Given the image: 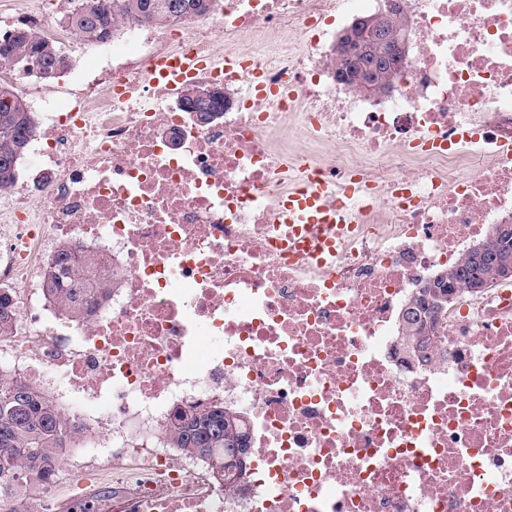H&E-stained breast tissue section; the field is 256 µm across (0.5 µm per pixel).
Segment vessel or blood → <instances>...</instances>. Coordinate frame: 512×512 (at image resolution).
Returning a JSON list of instances; mask_svg holds the SVG:
<instances>
[{
  "mask_svg": "<svg viewBox=\"0 0 512 512\" xmlns=\"http://www.w3.org/2000/svg\"><path fill=\"white\" fill-rule=\"evenodd\" d=\"M203 66V61L192 55L163 57L153 63L152 73L176 93ZM327 193V187L319 183L298 186L289 195L279 216L280 223L288 227L287 249L305 251L309 259L318 264L334 257L336 245L353 218L347 209L329 208L325 203Z\"/></svg>",
  "mask_w": 512,
  "mask_h": 512,
  "instance_id": "b4317fda",
  "label": "vessel or blood"
}]
</instances>
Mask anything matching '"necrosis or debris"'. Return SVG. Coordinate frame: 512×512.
Masks as SVG:
<instances>
[{
  "mask_svg": "<svg viewBox=\"0 0 512 512\" xmlns=\"http://www.w3.org/2000/svg\"><path fill=\"white\" fill-rule=\"evenodd\" d=\"M399 5L407 65L377 97L330 65L348 0H219L175 36L128 21L65 97L27 77L39 178L0 192V354L84 425L73 512H512V289L450 295L430 363L394 349L416 288L512 223V0ZM183 51L212 61L195 82L223 88L222 120L153 82L149 60ZM291 122L302 150L277 136ZM309 176L362 199L323 268L272 233ZM62 241L111 265L82 321L42 287ZM209 405L248 422L242 488L163 445Z\"/></svg>",
  "mask_w": 512,
  "mask_h": 512,
  "instance_id": "obj_1",
  "label": "necrosis or debris"
}]
</instances>
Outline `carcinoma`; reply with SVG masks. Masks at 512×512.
Instances as JSON below:
<instances>
[{"instance_id":"1","label":"carcinoma","mask_w":512,"mask_h":512,"mask_svg":"<svg viewBox=\"0 0 512 512\" xmlns=\"http://www.w3.org/2000/svg\"><path fill=\"white\" fill-rule=\"evenodd\" d=\"M183 0H69L66 25L84 33L82 40L94 45L112 40L126 20L144 26H164L212 11L216 0H204L198 12L180 7ZM379 22L393 31L407 32L403 14H379ZM64 55L57 42L35 34L30 28L14 39L0 35V71L16 76L38 74ZM0 189L17 180L18 160L25 153L36 125L28 103L11 83H0ZM496 279L494 267L468 254L448 267V279L430 281L419 288L410 307L401 315L397 342L408 349L416 363L431 360L432 342L439 319L447 310L449 294L466 291L481 281ZM43 288L58 304L60 313L81 320L94 304L112 290V272L99 256L69 242L59 245L43 274ZM16 313L9 297L0 292V336L9 333ZM83 427L67 418L54 399L30 384L0 375V500L16 498L9 512H29L25 493L30 488L56 482L59 449L69 448ZM166 447L205 461L215 473L229 472L224 488H235L230 469L243 470L249 461V432L240 414L222 406L179 410L165 431Z\"/></svg>"}]
</instances>
